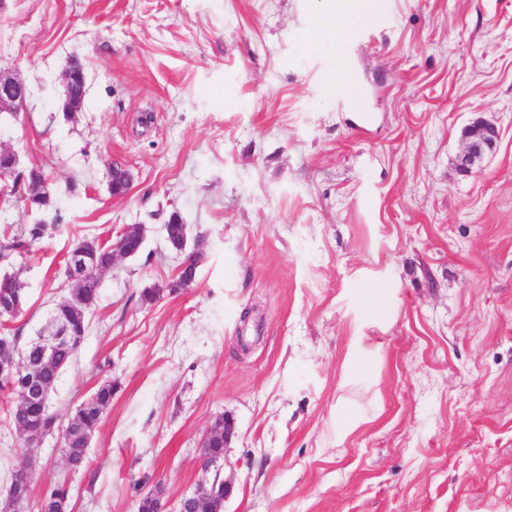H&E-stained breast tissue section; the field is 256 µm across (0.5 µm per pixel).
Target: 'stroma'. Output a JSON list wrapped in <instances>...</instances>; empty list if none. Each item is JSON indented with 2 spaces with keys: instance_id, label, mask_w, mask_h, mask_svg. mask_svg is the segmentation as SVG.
<instances>
[{
  "instance_id": "stroma-1",
  "label": "stroma",
  "mask_w": 512,
  "mask_h": 512,
  "mask_svg": "<svg viewBox=\"0 0 512 512\" xmlns=\"http://www.w3.org/2000/svg\"><path fill=\"white\" fill-rule=\"evenodd\" d=\"M310 5L0 0V74L28 89L0 146L63 214L10 265L24 334L63 298L73 239L144 236L102 275L51 396L66 417L113 381L88 465L56 434L27 445L0 393L1 480L31 461L33 499L64 482L72 512H137L139 490L204 482L227 415L224 512H512V0H379L340 46L312 37ZM481 119L500 139L466 172ZM174 215L203 259L169 295ZM221 422V431H216V427H218ZM232 430L233 422L228 417H224V415L218 416L211 425V437L205 443L203 455L215 456L223 454L231 438Z\"/></svg>"
}]
</instances>
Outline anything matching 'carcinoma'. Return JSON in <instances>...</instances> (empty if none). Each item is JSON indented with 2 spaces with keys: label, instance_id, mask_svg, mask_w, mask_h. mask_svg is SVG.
Returning a JSON list of instances; mask_svg holds the SVG:
<instances>
[{
  "label": "carcinoma",
  "instance_id": "carcinoma-1",
  "mask_svg": "<svg viewBox=\"0 0 512 512\" xmlns=\"http://www.w3.org/2000/svg\"><path fill=\"white\" fill-rule=\"evenodd\" d=\"M10 171L13 190L20 191L21 197L26 202L31 213L35 215L34 222L24 225L13 234L0 235V262H9L15 255L28 253L32 248L48 237L60 225L61 215L58 208V197L53 189L43 190L39 185L46 181L44 171L31 167L20 169L17 162L11 156L0 154V169ZM116 243L109 241L100 242L97 238H81L75 240L69 251H84L91 259V271L84 280L78 284L67 282V292L63 300L54 308V314L68 323L71 336L75 340L84 339L87 329V311L96 304L103 272L112 268L113 247ZM202 259L201 248H196L191 257V263L184 273H180L169 284V288H145L140 297L144 303H152L158 300L165 291L175 293L184 287L182 277L195 278L197 268ZM24 283L19 274L15 272L0 273V305L19 304L27 305ZM11 341L21 345L29 361L34 363L33 369L38 371L43 389L53 390L62 370L70 364L76 351V344L63 343L58 346L53 362L49 365H40L39 353L28 344L21 343L22 327L14 329L8 327ZM27 385V377L19 376L15 382L0 381V391L7 390L12 396L9 415L15 428L20 433H25L28 426L38 421L44 425L50 423L60 424L59 414L47 408L28 404L24 398V389ZM114 383L105 382L93 392V394L76 410L72 422L66 427V431L79 426L87 432H94L98 428L105 411L112 405ZM224 421V417H217L211 425V437L205 443L203 454L220 455L224 452V434L216 430V427ZM62 455L71 463V468L81 469L88 463V448L83 446L80 437L76 435L63 438ZM164 486L156 483L153 487L141 494L138 498V512H155L158 495L162 494ZM70 498L69 488L63 484L49 487L39 500L41 512H57V498ZM178 512H214L213 504L205 494L198 496L189 495L183 503L177 505Z\"/></svg>",
  "mask_w": 512,
  "mask_h": 512
}]
</instances>
